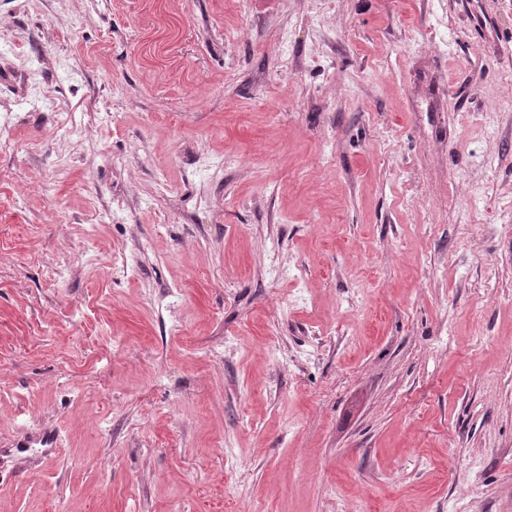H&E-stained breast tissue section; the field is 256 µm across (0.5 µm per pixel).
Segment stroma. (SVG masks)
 Returning a JSON list of instances; mask_svg holds the SVG:
<instances>
[{
	"label": "stroma",
	"instance_id": "stroma-1",
	"mask_svg": "<svg viewBox=\"0 0 512 512\" xmlns=\"http://www.w3.org/2000/svg\"><path fill=\"white\" fill-rule=\"evenodd\" d=\"M0 512H512V0H0Z\"/></svg>",
	"mask_w": 512,
	"mask_h": 512
}]
</instances>
